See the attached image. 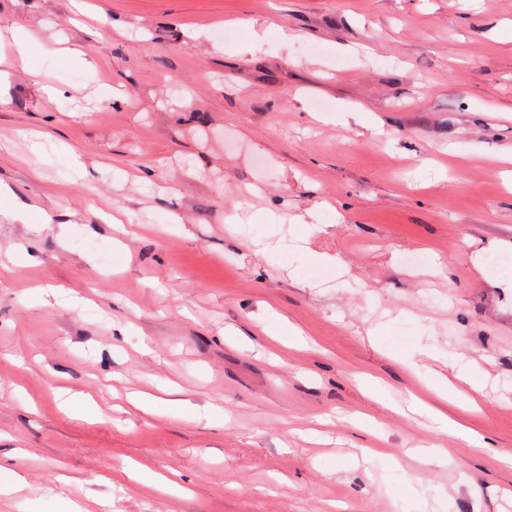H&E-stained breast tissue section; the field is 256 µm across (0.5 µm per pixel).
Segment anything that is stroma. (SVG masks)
<instances>
[{"label":"stroma","mask_w":512,"mask_h":512,"mask_svg":"<svg viewBox=\"0 0 512 512\" xmlns=\"http://www.w3.org/2000/svg\"><path fill=\"white\" fill-rule=\"evenodd\" d=\"M88 2L0 0V512H512V0ZM0 197L10 199L11 202L8 206L0 209V217L6 223L10 224H26L28 223V213L31 209L30 205L22 203L12 194V190L4 185H0Z\"/></svg>","instance_id":"35a3bbf8"}]
</instances>
